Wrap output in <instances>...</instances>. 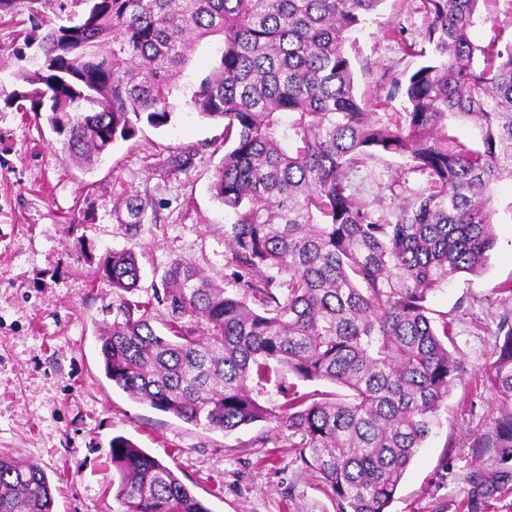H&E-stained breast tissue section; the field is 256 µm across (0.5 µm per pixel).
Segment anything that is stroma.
Masks as SVG:
<instances>
[{"label":"stroma","mask_w":512,"mask_h":512,"mask_svg":"<svg viewBox=\"0 0 512 512\" xmlns=\"http://www.w3.org/2000/svg\"><path fill=\"white\" fill-rule=\"evenodd\" d=\"M84 0H17L0 14V451L38 463L54 491V512H119L113 497L112 440L121 436L169 466L212 512H336L317 472L296 462L288 431L265 422L232 433L205 430L136 403L106 378L96 328L112 290L99 274L111 251L133 249L141 300L160 288L181 259L225 283L224 227L233 216L210 185L224 158V126L173 100L171 122L140 121L101 162H69L46 120L10 102L16 72L31 67L27 40L37 22L65 24ZM478 21L479 46L512 43V0H492ZM428 24L423 0H383L351 34L355 91L368 99L389 79L418 67L404 48L421 43ZM191 150L183 169L159 171L167 157ZM377 213L392 216L422 193L426 175L406 159L384 155L355 173ZM146 204L136 229H125L117 204ZM497 243L480 275L463 274L434 292L428 305L447 314L466 375L440 412L441 425L418 450L390 512H470L471 476L490 471L473 447L497 407L474 386L493 360L497 317L507 306L497 286L512 280V182L494 187Z\"/></svg>","instance_id":"35a3bbf8"}]
</instances>
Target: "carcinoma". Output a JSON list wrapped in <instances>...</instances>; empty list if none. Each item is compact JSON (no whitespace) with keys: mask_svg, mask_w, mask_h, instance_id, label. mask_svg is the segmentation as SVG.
Here are the masks:
<instances>
[{"mask_svg":"<svg viewBox=\"0 0 512 512\" xmlns=\"http://www.w3.org/2000/svg\"><path fill=\"white\" fill-rule=\"evenodd\" d=\"M39 43L47 64L21 69L12 101L45 116L62 150L88 160L132 135L146 116L166 126L181 95L224 123L226 151L211 190L232 211L224 225L232 287L175 261L162 280L170 335L135 298V252L112 251L102 275L99 356L134 400L229 434L255 422L285 427L336 512H387L464 362L431 293L479 275L496 245L493 186L512 180V44L480 47L470 29L482 0H424L425 58L391 79L403 97L393 123L358 98L345 45L384 0H88ZM212 41L211 74L192 80L193 54ZM473 122L479 141L448 135ZM382 154L426 174L427 192L376 213L352 183ZM139 223L143 201H125ZM486 374L497 399L475 446L512 462V310L499 315ZM328 382L300 391L281 376ZM274 382L284 402L264 405ZM119 512H212L175 472L123 437L112 439ZM45 472L0 453V512H53Z\"/></svg>","mask_w":512,"mask_h":512,"instance_id":"carcinoma-1","label":"carcinoma"}]
</instances>
